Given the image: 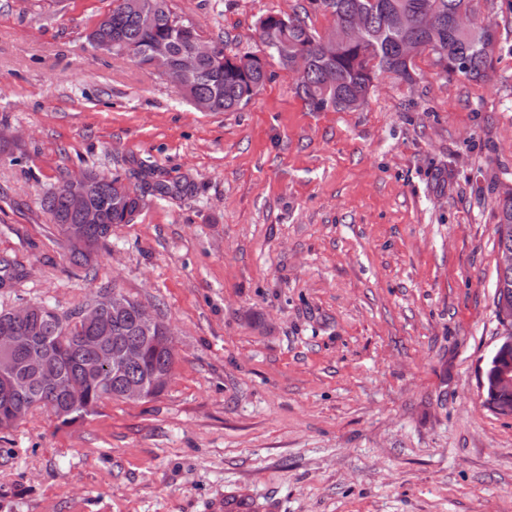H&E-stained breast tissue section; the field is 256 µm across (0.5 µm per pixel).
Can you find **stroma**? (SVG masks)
<instances>
[{
	"label": "stroma",
	"instance_id": "35a3bbf8",
	"mask_svg": "<svg viewBox=\"0 0 512 512\" xmlns=\"http://www.w3.org/2000/svg\"><path fill=\"white\" fill-rule=\"evenodd\" d=\"M307 0H171L212 42L260 52L257 19ZM112 0H0V309L61 312L112 288L175 335L157 396L0 433V512H512V416L481 377L495 307L496 185H512V0L491 78L381 74L357 112H311L277 76L239 112L94 50ZM147 196L90 268L41 208L81 168L138 163ZM27 276L25 266L17 260L0 258V288L11 286Z\"/></svg>",
	"mask_w": 512,
	"mask_h": 512
}]
</instances>
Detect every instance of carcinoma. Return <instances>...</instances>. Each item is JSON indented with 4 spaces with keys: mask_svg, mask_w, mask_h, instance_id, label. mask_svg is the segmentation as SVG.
Masks as SVG:
<instances>
[{
    "mask_svg": "<svg viewBox=\"0 0 512 512\" xmlns=\"http://www.w3.org/2000/svg\"><path fill=\"white\" fill-rule=\"evenodd\" d=\"M319 5L292 15L268 13L257 21L261 44L269 57L286 71L298 66L301 85L296 94L311 112H349L350 98L363 96L367 105L378 75L390 73L403 80L406 68L398 59V43L411 41L434 55L436 75L443 78L463 77L469 81L488 79L493 53L460 37L454 27V15L466 0H317ZM434 6L444 18V28L433 34L418 24V18ZM329 16L337 25L356 15L364 17L366 41L348 45L329 60L322 56V44L331 31L319 32L308 23L309 12ZM403 11L411 18L408 28L394 31L389 17ZM200 37L193 24L180 19L170 7V0H112V9L87 35L97 50L124 54L136 64L147 63L148 50L158 40L173 46L169 80L199 112H234L252 99L250 89L261 91L272 79L274 71L261 65L252 52L233 51L217 44L218 57L200 62L196 77L189 83L181 78L178 57L191 40ZM336 75V84H326V70ZM153 166L140 164L130 173L136 183L118 176L105 178L86 170L67 180L59 190L48 193L58 201L52 212L46 201L42 209L58 230L75 223V216L64 211L63 200L69 184L83 178L90 180L89 200L100 212V223L89 227L88 238L95 248L104 246L112 236V226L131 224L145 205L146 194L168 196L192 192L185 180L173 184L154 178ZM499 222L495 227L498 251L512 252V187L498 192ZM92 252L68 243V261L76 267H87ZM27 276L25 266L17 260L0 258V288L11 286ZM496 307L512 309V266L497 269ZM41 316L17 329L19 344L15 351V373L9 387L0 380V432L16 427L17 413L29 414L45 409L59 425L67 427L91 415L104 402L119 398L128 383L151 380L157 372L172 374L175 356L165 338L148 340L140 362L115 372L94 366L96 347L91 337L97 335L90 319L94 305L69 315L40 301ZM103 322L108 330L106 345L112 355H120L122 347L146 338V334L127 310L108 314ZM53 368L57 378L45 381L43 368Z\"/></svg>",
    "mask_w": 512,
    "mask_h": 512,
    "instance_id": "1",
    "label": "carcinoma"
}]
</instances>
